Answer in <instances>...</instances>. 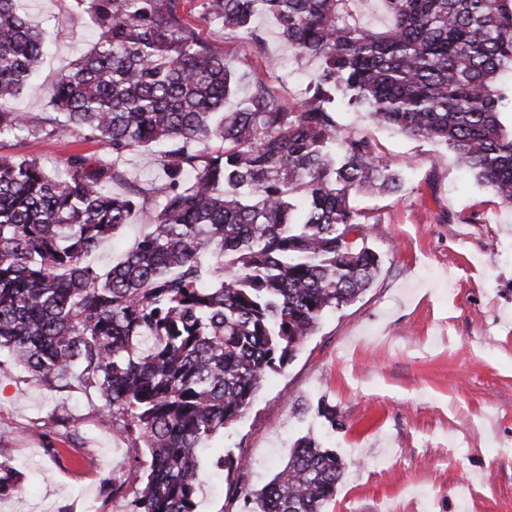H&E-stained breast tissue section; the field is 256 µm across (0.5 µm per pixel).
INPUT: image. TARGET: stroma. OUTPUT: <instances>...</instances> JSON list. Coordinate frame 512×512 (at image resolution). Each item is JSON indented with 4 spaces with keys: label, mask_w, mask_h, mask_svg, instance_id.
<instances>
[{
    "label": "stroma",
    "mask_w": 512,
    "mask_h": 512,
    "mask_svg": "<svg viewBox=\"0 0 512 512\" xmlns=\"http://www.w3.org/2000/svg\"><path fill=\"white\" fill-rule=\"evenodd\" d=\"M45 38L43 62L18 107L39 115L58 74L91 50L97 33L75 0H26ZM261 48L201 23L202 37L232 59L248 56L288 98L302 99L315 70L298 59L272 21L256 16ZM342 130L374 138L405 176L393 195L360 196L382 257L371 288L326 315L296 357L271 374L247 414L217 435L200 460L198 512H221L224 476L215 462H250L261 488L293 443L318 435L346 461L324 512H512V208L501 207L445 147L376 126L368 113L340 110ZM59 172L101 143L24 135L0 149ZM148 200L122 233L91 257L118 261L144 230ZM335 407L343 429L328 428L318 405ZM98 401L78 388L49 390L0 354V452L25 467L20 494L0 512H125L102 482L138 488L147 451L97 423ZM64 421L55 422L58 411Z\"/></svg>",
    "instance_id": "obj_1"
}]
</instances>
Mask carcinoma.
Instances as JSON below:
<instances>
[{"mask_svg": "<svg viewBox=\"0 0 512 512\" xmlns=\"http://www.w3.org/2000/svg\"><path fill=\"white\" fill-rule=\"evenodd\" d=\"M18 2L0 0V149L62 132L111 159L74 152L60 176L0 155V351L48 390L94 391L100 428L147 448L127 512H197L204 445L380 271L355 196L396 194L404 178L376 141L340 131L339 105L445 146L512 208V0H382V32L359 25L358 0H202L198 16L187 0H76L100 38L58 75L53 118L13 107L44 51ZM258 11L318 62L299 101L200 35L206 19L258 48ZM241 75L250 92L230 108ZM154 149L158 183L112 192L126 157ZM151 196L124 257L88 262ZM220 465L225 512H323L345 470L312 433L258 490L247 461ZM21 477L0 456V496Z\"/></svg>", "mask_w": 512, "mask_h": 512, "instance_id": "1", "label": "carcinoma"}]
</instances>
